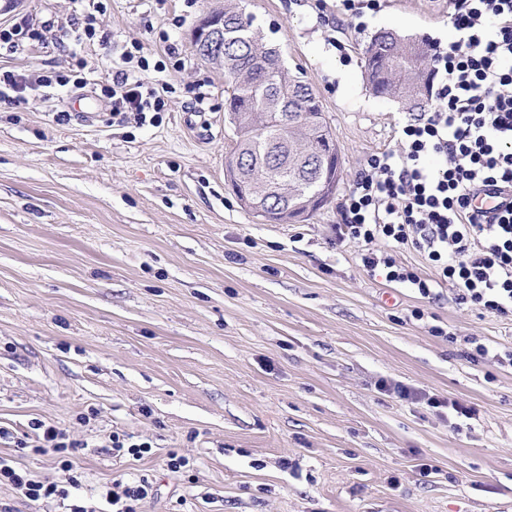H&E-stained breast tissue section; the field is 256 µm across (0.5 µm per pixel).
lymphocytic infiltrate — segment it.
Wrapping results in <instances>:
<instances>
[{"mask_svg":"<svg viewBox=\"0 0 512 512\" xmlns=\"http://www.w3.org/2000/svg\"><path fill=\"white\" fill-rule=\"evenodd\" d=\"M457 39L431 38L430 111L401 128L398 151L371 155L342 205L338 241L368 244V272L429 296L434 282L455 288L460 302L512 313V206L486 217L477 189H512V0H449ZM117 111L136 122L162 111L157 88L123 73L106 90ZM414 249L437 280L398 261ZM0 482L29 501L68 499V490L32 478L0 460Z\"/></svg>","mask_w":512,"mask_h":512,"instance_id":"1","label":"lymphocytic infiltrate"}]
</instances>
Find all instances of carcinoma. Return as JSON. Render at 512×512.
Instances as JSON below:
<instances>
[{
  "label": "carcinoma",
  "instance_id": "obj_1",
  "mask_svg": "<svg viewBox=\"0 0 512 512\" xmlns=\"http://www.w3.org/2000/svg\"><path fill=\"white\" fill-rule=\"evenodd\" d=\"M223 29L224 76L233 84L225 110L236 136L233 154L237 155L239 170L243 172L239 181L231 183L232 191L240 199L247 197L263 206L294 200L302 208L288 219L296 221L319 209L333 194L330 190L313 207H306L320 195L321 181L316 173L301 165L302 158L316 155L321 134L330 129L321 116L307 119L305 126L265 124L264 115L268 112L285 116L316 114L321 108L313 105L314 94L309 86L283 66L264 82L253 81V63L278 52L252 29L242 0H224ZM413 44L414 41L385 30L374 35L370 46L377 50L365 53V70L375 96L396 99V62L411 51Z\"/></svg>",
  "mask_w": 512,
  "mask_h": 512
}]
</instances>
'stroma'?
Here are the masks:
<instances>
[{
	"label": "stroma",
	"instance_id": "35a3bbf8",
	"mask_svg": "<svg viewBox=\"0 0 512 512\" xmlns=\"http://www.w3.org/2000/svg\"><path fill=\"white\" fill-rule=\"evenodd\" d=\"M224 0H102L75 46L76 0H17L56 45L0 54L29 77L84 62L83 88L0 105V457L102 512L113 481L148 477L138 512H512V315L434 298L363 267L337 243L341 205L368 157L400 148L408 118L364 74L372 35L456 32L448 0H385L365 29L336 0H245L254 28L319 98L343 159L332 198L271 224L224 176L235 133L224 70L194 32ZM140 44L138 76L166 112L113 115L102 92ZM177 47V60L167 56ZM489 355H479L478 346ZM476 415L400 398L394 385ZM75 445L72 471L34 422ZM148 443L114 456L112 437ZM189 459L166 468L169 453ZM77 484H69V476Z\"/></svg>",
	"mask_w": 512,
	"mask_h": 512
}]
</instances>
